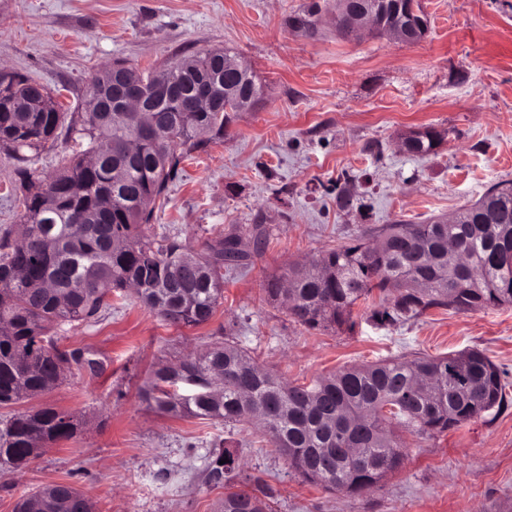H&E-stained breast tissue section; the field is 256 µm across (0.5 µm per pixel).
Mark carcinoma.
<instances>
[{
  "label": "carcinoma",
  "instance_id": "1",
  "mask_svg": "<svg viewBox=\"0 0 512 512\" xmlns=\"http://www.w3.org/2000/svg\"><path fill=\"white\" fill-rule=\"evenodd\" d=\"M379 15L407 8L398 0H361ZM316 0L289 14L285 23L306 35L316 30ZM416 39L427 32L423 10L406 15ZM239 61L230 50L184 56L168 68L144 74L116 65L127 85L160 87L146 106L153 128L138 126L132 112H88L82 156L56 177L34 181L17 169L27 187L22 199L25 246L0 232V409L61 385L65 373L82 370L83 353L48 337L59 321L88 322L111 307L112 294L137 286V299L175 328L198 327L224 298V270L262 254L268 233L253 227V252L229 232L193 252L176 238L155 240L145 227L156 202L178 174L175 147L203 148L199 135L215 138L237 113L264 101V89L248 66L237 71L215 63ZM210 84L208 112L188 111L200 80ZM12 93L0 99V148L15 155L39 153L64 125L59 103L47 105L24 75L11 76ZM442 133L413 130L405 137L413 156L434 152ZM135 142L133 152L127 144ZM288 288H282V283ZM268 300L287 305L307 330H348L361 305L381 325L418 317L432 308L468 312L512 305V182L491 185L448 222L400 220L367 225L340 248L266 277ZM224 374L214 397V372ZM482 351L446 356L415 354L344 367L309 384L286 383L230 337L176 365H163L139 390L148 407L174 418L194 417L235 426L253 418L263 425L271 451L289 468L327 492L359 495L398 471L404 450L392 426L435 437L481 418L506 403L508 383ZM82 418L51 406L0 414V471L22 468L49 446L81 432ZM228 462L221 463V460ZM205 483L224 488V512L269 508L274 488L260 475L242 476L233 453L213 452ZM94 512L92 501L63 483L17 501L28 512Z\"/></svg>",
  "mask_w": 512,
  "mask_h": 512
}]
</instances>
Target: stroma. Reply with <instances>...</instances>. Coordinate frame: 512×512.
Instances as JSON below:
<instances>
[{
  "label": "stroma",
  "instance_id": "35a3bbf8",
  "mask_svg": "<svg viewBox=\"0 0 512 512\" xmlns=\"http://www.w3.org/2000/svg\"><path fill=\"white\" fill-rule=\"evenodd\" d=\"M305 0H0V69L50 90L66 114L52 150L29 155L37 177L73 156L84 88L120 61L142 71L182 56L230 48L265 89L260 108L239 113L219 140L191 152L155 210L148 234L191 248L234 231L269 235L252 265L224 274V300L199 327L174 328L134 299L97 321L63 322L51 334L103 362L75 373L42 403L86 422L27 468L0 474V512L39 488L67 483L95 512H216L224 490L202 470L215 447L275 489L271 512H512V402L446 434L403 433L402 467L366 494L304 482L270 452L254 425L227 427L151 410L139 388L157 364L220 339L233 326L241 347L285 380L306 383L351 365L420 353L483 350L512 383V307L432 309L380 325L355 308L353 331L307 330L262 296L265 274L344 245L361 228L452 217L496 182H512V0H422L426 36L348 41L336 33V0H320L316 36L285 23ZM431 127L445 137L414 157L403 134ZM17 160L0 151V228L20 236ZM349 176L351 202L330 186Z\"/></svg>",
  "mask_w": 512,
  "mask_h": 512
}]
</instances>
